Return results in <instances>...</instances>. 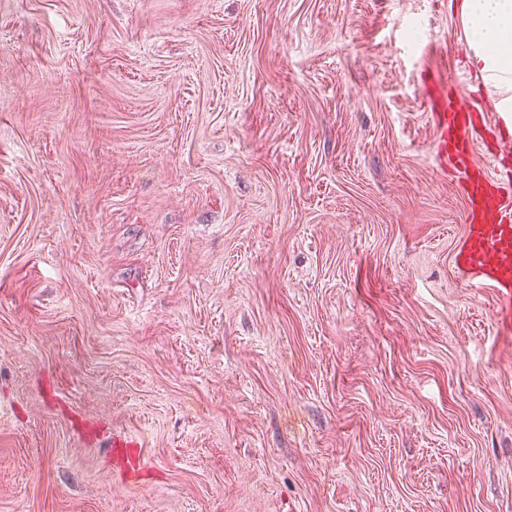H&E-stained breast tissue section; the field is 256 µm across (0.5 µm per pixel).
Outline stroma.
<instances>
[{
  "mask_svg": "<svg viewBox=\"0 0 512 512\" xmlns=\"http://www.w3.org/2000/svg\"><path fill=\"white\" fill-rule=\"evenodd\" d=\"M461 2L0 0V512H512ZM434 157L443 172L448 165L457 174L467 210L463 233L458 239L452 262L469 285L490 288L495 294L492 320L498 336L512 335V194L509 177L494 175L489 166L476 162L478 143L506 130L507 151L498 159L501 168L511 154L512 131L500 118L490 119L479 104L463 111L454 106L443 86L431 106ZM141 448H143V443L139 441L136 442L128 438H114L112 441V456L123 470L131 472L130 465L137 466L139 464Z\"/></svg>",
  "mask_w": 512,
  "mask_h": 512,
  "instance_id": "obj_1",
  "label": "stroma"
}]
</instances>
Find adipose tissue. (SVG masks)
Wrapping results in <instances>:
<instances>
[{
	"instance_id": "ef3b65f1",
	"label": "adipose tissue",
	"mask_w": 512,
	"mask_h": 512,
	"mask_svg": "<svg viewBox=\"0 0 512 512\" xmlns=\"http://www.w3.org/2000/svg\"><path fill=\"white\" fill-rule=\"evenodd\" d=\"M462 16L478 74L503 92L495 110L512 112V0H463Z\"/></svg>"
}]
</instances>
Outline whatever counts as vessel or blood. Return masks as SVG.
Segmentation results:
<instances>
[{"instance_id": "vessel-or-blood-1", "label": "vessel or blood", "mask_w": 512, "mask_h": 512, "mask_svg": "<svg viewBox=\"0 0 512 512\" xmlns=\"http://www.w3.org/2000/svg\"><path fill=\"white\" fill-rule=\"evenodd\" d=\"M434 157L440 170H453L467 202L463 233L452 262L469 285L492 289V320L497 335H512V183L476 162L478 143L502 131L505 123L490 118L481 106L455 107L447 91H440L431 106ZM112 456L122 469L137 464L138 442L112 441Z\"/></svg>"}]
</instances>
